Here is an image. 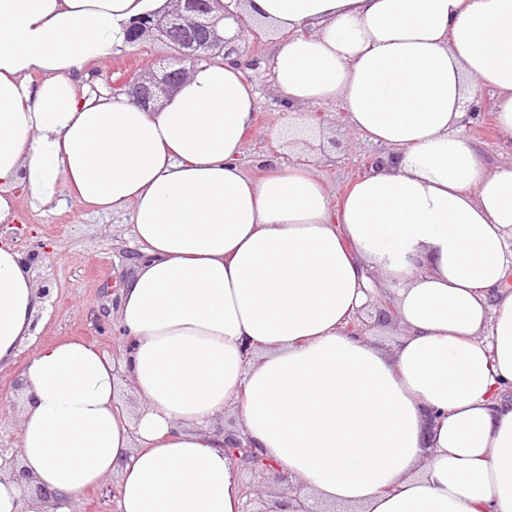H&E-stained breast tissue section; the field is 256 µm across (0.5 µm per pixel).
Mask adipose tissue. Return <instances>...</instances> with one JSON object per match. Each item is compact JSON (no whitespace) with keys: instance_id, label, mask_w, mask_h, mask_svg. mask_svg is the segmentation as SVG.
Returning <instances> with one entry per match:
<instances>
[{"instance_id":"ef3b65f1","label":"adipose tissue","mask_w":512,"mask_h":512,"mask_svg":"<svg viewBox=\"0 0 512 512\" xmlns=\"http://www.w3.org/2000/svg\"><path fill=\"white\" fill-rule=\"evenodd\" d=\"M170 0H0V225L15 194L131 210L140 256L120 289L119 358L44 345L19 375V464L0 512H69L107 475L118 512H242L216 420L337 512H512V162L455 127L480 89L512 135V0H241L272 43L288 111L340 101L383 147L332 203L302 147L248 177L254 87L236 57L196 66L149 111L79 90ZM403 335L386 353L349 321L379 290ZM44 303L0 246V369ZM130 378L141 408L120 397Z\"/></svg>"}]
</instances>
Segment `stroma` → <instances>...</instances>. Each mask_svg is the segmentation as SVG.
I'll list each match as a JSON object with an SVG mask.
<instances>
[{
  "label": "stroma",
  "mask_w": 512,
  "mask_h": 512,
  "mask_svg": "<svg viewBox=\"0 0 512 512\" xmlns=\"http://www.w3.org/2000/svg\"><path fill=\"white\" fill-rule=\"evenodd\" d=\"M171 49L151 33L138 43L117 48L102 60L84 65L79 80L92 91H109L135 71L160 69L172 64ZM245 77L257 92L255 127L242 155L243 168L253 178L261 177L268 162L279 160L284 139L291 134L316 131L313 149L318 155L315 172L326 185L332 200H339L366 170L373 146L350 133L341 123L342 105L329 102L301 113L285 111L273 87L267 66L246 70ZM484 112L470 123L458 126L457 134L469 138L489 166L512 158V140L496 125V97L485 92ZM64 206L31 208L24 196L15 206L21 225L0 226V240L21 252L35 255L36 286H47L48 313L36 344L22 348L16 366L0 371V448L19 445L21 404L14 379L30 360L37 346L62 340H81L106 353L119 347V326L111 308L132 270L128 258L138 245L132 233L129 212L94 213L58 186Z\"/></svg>",
  "instance_id": "stroma-1"
}]
</instances>
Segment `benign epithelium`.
<instances>
[{"label": "benign epithelium", "instance_id": "7a95c632", "mask_svg": "<svg viewBox=\"0 0 512 512\" xmlns=\"http://www.w3.org/2000/svg\"><path fill=\"white\" fill-rule=\"evenodd\" d=\"M176 8L161 17L147 19L140 24L134 38L143 31H157L161 39L175 52L179 67L160 76L150 71L133 74L118 89L125 92L133 103L143 108L147 103L162 96H169L182 86L187 75L186 65H197L208 59V51L218 47L223 55L242 57L239 42L243 33L226 38L218 32V24L231 15L228 4L219 0H175ZM224 453L242 471L251 476L265 473L275 475L279 480H288V473L270 463L260 455L249 441H244L231 431L224 432ZM246 500L242 512H323L316 505L300 504L291 508L290 502L276 499V492L270 487H262L254 481L245 483Z\"/></svg>", "mask_w": 512, "mask_h": 512}]
</instances>
